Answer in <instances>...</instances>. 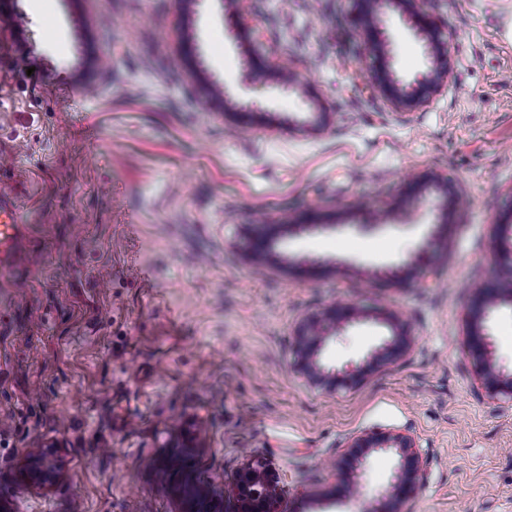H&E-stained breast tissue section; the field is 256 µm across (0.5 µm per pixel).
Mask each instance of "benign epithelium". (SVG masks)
Instances as JSON below:
<instances>
[{"label":"benign epithelium","instance_id":"obj_1","mask_svg":"<svg viewBox=\"0 0 512 512\" xmlns=\"http://www.w3.org/2000/svg\"><path fill=\"white\" fill-rule=\"evenodd\" d=\"M366 9L360 11L364 23L372 25L380 42L388 45L385 31L386 19L395 15L420 45L425 68L407 81L397 77L391 68L387 53L377 58L376 70L379 89L399 108L411 109L436 92L448 77V32L437 25L421 8V0H366ZM258 60L247 61L253 84L261 89L272 86L283 92H296L294 79L282 70L273 82H268L264 71L257 68ZM512 304V285L482 294L480 306L471 319L467 335V349L473 360L478 380L492 397L503 396L512 400V370L497 365L487 321L500 303ZM357 319L352 304L334 306L320 314L312 315L299 323L294 332L293 361L296 371L320 387L334 392L360 381L371 364H381L407 354L412 347L408 328L392 313L387 322L392 335L369 353L367 360L342 368H329L320 354L330 338L340 334ZM378 451H392L397 465L390 481L378 492L376 505H367L364 512H401V506L418 490L422 481L420 451L412 437L400 431L364 434L356 437L348 451L347 468L342 470L339 491L342 500L362 498V486L355 470L367 457ZM62 449L40 448L19 472L22 483L34 489H48L61 475ZM230 495L236 503V512H278L280 497L277 482L260 465H248L240 471Z\"/></svg>","mask_w":512,"mask_h":512}]
</instances>
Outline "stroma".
Here are the masks:
<instances>
[{
    "instance_id": "35a3bbf8",
    "label": "stroma",
    "mask_w": 512,
    "mask_h": 512,
    "mask_svg": "<svg viewBox=\"0 0 512 512\" xmlns=\"http://www.w3.org/2000/svg\"><path fill=\"white\" fill-rule=\"evenodd\" d=\"M424 9L448 26V79L399 110L353 0H0V186L23 224L0 269V499L15 512H233L227 490L257 460L278 512H359L334 465L393 430L422 453L403 512H512V401L466 349L512 220V0ZM387 32L413 78L419 44L397 20ZM253 56L305 94L249 89ZM223 88L258 111L205 110ZM259 219L281 230L257 259L241 237ZM342 301L359 318L324 365L365 359L390 311L414 343L331 393L292 368V332ZM53 445L58 482H18Z\"/></svg>"
}]
</instances>
